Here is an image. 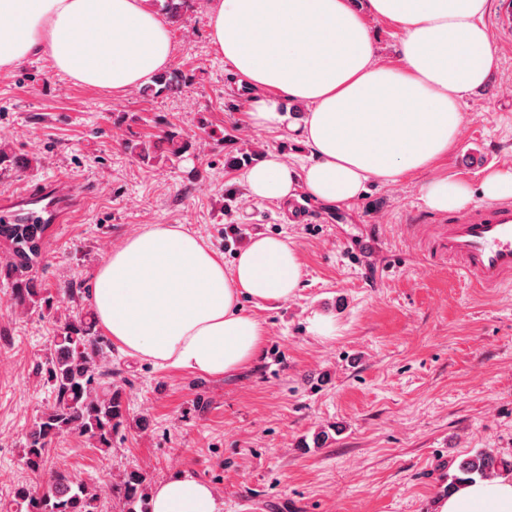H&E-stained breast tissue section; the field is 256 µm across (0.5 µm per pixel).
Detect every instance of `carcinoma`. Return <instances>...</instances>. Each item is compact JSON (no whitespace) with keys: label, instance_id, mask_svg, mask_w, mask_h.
Returning a JSON list of instances; mask_svg holds the SVG:
<instances>
[{"label":"carcinoma","instance_id":"obj_1","mask_svg":"<svg viewBox=\"0 0 512 512\" xmlns=\"http://www.w3.org/2000/svg\"><path fill=\"white\" fill-rule=\"evenodd\" d=\"M188 0H163L160 11L174 23ZM187 78L179 70L158 74L150 91L178 94ZM157 132L152 139L131 146L142 162L149 163L157 153L177 161L190 153L191 144L176 127L158 116L153 120ZM48 224H0V283L10 288L12 304L25 309L54 308V297L42 287L37 270L46 252ZM92 311L65 321L53 336V354L44 371V381L54 394L50 408L31 424L24 444L27 466L43 468L51 445L64 435L92 440L98 448H110L125 429L126 407L121 389L112 383V366L106 361L108 340L95 331ZM504 462L486 451L462 461L458 475L448 488L486 479ZM126 512H150L145 477L138 471L126 475L117 488ZM3 512H102L99 494L88 484L73 482L69 473L56 469L47 487L38 491L27 484L17 486L11 499L0 505Z\"/></svg>","mask_w":512,"mask_h":512}]
</instances>
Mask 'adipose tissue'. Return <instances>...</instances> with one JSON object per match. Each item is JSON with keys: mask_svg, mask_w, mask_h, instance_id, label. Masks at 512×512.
<instances>
[{"mask_svg": "<svg viewBox=\"0 0 512 512\" xmlns=\"http://www.w3.org/2000/svg\"><path fill=\"white\" fill-rule=\"evenodd\" d=\"M495 0H208L209 39L240 83L256 90L255 127L287 126L311 151L301 167L271 152L241 176L259 200L303 196L347 205L367 182L395 184L430 169L458 143L462 101L498 66L486 19ZM400 34L399 63L382 64L367 25ZM44 56L71 80L100 90L151 83L173 57L165 20L148 0H0V68ZM303 108L298 121L290 106ZM512 198V169L479 190L454 177L425 181L421 200L450 212L474 193ZM302 276L284 239L257 235L232 270L203 238L154 224L98 266L90 305L128 353L158 367L221 376L251 363L265 329L241 307L288 300ZM151 512H221L212 487L177 472L153 488ZM435 512H512V477L459 486Z\"/></svg>", "mask_w": 512, "mask_h": 512, "instance_id": "adipose-tissue-1", "label": "adipose tissue"}]
</instances>
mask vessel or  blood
Segmentation results:
<instances>
[{
    "mask_svg": "<svg viewBox=\"0 0 512 512\" xmlns=\"http://www.w3.org/2000/svg\"><path fill=\"white\" fill-rule=\"evenodd\" d=\"M79 204L62 183L0 197L4 224H62L73 221ZM448 261L479 288L512 285V202L481 205L445 225Z\"/></svg>",
    "mask_w": 512,
    "mask_h": 512,
    "instance_id": "1",
    "label": "vessel or blood"
}]
</instances>
